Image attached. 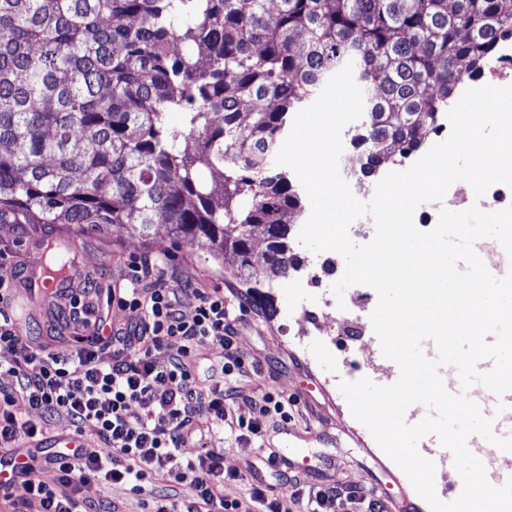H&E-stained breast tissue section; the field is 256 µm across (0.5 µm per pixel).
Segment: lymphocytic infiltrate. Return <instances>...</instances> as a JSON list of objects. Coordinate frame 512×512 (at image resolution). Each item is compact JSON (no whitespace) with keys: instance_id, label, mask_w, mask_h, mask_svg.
<instances>
[{"instance_id":"obj_1","label":"lymphocytic infiltrate","mask_w":512,"mask_h":512,"mask_svg":"<svg viewBox=\"0 0 512 512\" xmlns=\"http://www.w3.org/2000/svg\"><path fill=\"white\" fill-rule=\"evenodd\" d=\"M124 286L99 288L94 295L71 296L75 321L90 326L91 335L76 337L64 351H51L20 331L10 312L16 274L0 272V352L12 359L0 363V446L12 448L46 438L52 418L69 421L75 433L93 429L96 448H55L45 459L53 482L38 478L33 466L16 487L13 512H123L115 501L84 497L81 485L98 480L107 485L139 484L158 477L169 491L155 493L151 512H291L290 502L305 501L308 512H335L342 502H368L371 512H385L367 492H343L337 486L303 490L293 478L291 490L252 487L248 499H224L214 489L240 480L225 472L224 451L201 448L189 456L183 448L191 426L202 420H225L224 387L245 372L235 344L238 314L220 288H197L168 279L157 261H131ZM193 305L184 317V305ZM139 311L137 322L113 324L112 307ZM221 337L224 356L210 365L206 386L196 384L192 357L209 337ZM168 349L166 364L155 354ZM142 414L130 418L129 408ZM186 488V497L175 488Z\"/></svg>"}]
</instances>
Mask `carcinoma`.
<instances>
[{
	"instance_id": "cac0c4a2",
	"label": "carcinoma",
	"mask_w": 512,
	"mask_h": 512,
	"mask_svg": "<svg viewBox=\"0 0 512 512\" xmlns=\"http://www.w3.org/2000/svg\"><path fill=\"white\" fill-rule=\"evenodd\" d=\"M509 37L512 0H0V224H160L255 280L253 240L304 209L274 164L290 114L353 62L370 177Z\"/></svg>"
}]
</instances>
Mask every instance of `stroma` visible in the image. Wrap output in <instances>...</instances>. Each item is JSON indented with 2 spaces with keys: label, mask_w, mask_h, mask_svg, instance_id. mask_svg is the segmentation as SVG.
<instances>
[{
  "label": "stroma",
  "mask_w": 512,
  "mask_h": 512,
  "mask_svg": "<svg viewBox=\"0 0 512 512\" xmlns=\"http://www.w3.org/2000/svg\"><path fill=\"white\" fill-rule=\"evenodd\" d=\"M49 237L77 245L83 269L97 286L122 284L130 260L149 256L158 260L167 278L223 288L225 297L239 308L235 343L246 370L227 392L229 422L214 425L210 432L212 447L224 451L225 470L246 473L250 480L283 490L286 475L267 471L262 458L266 447L284 448L302 462L305 487L335 484L362 489L396 506L408 502L410 512H430L402 469L354 418L342 393L324 381L330 369L349 382L367 378L387 386L399 379L397 364L372 365L371 357L380 346L370 320L378 304L374 288H347L344 308L327 311L316 327L311 314L294 311L293 302L320 297L327 286L311 278L309 267L316 255L299 246L294 236L289 239L290 252L300 268L288 278L273 279L266 294L276 312L269 315L224 263L197 241L171 237L164 229L145 238L112 226L99 231L77 224H0V245L15 251L25 240ZM268 392L287 397V419H266L260 437L231 426V419L254 418L256 402Z\"/></svg>",
  "instance_id": "obj_1"
}]
</instances>
